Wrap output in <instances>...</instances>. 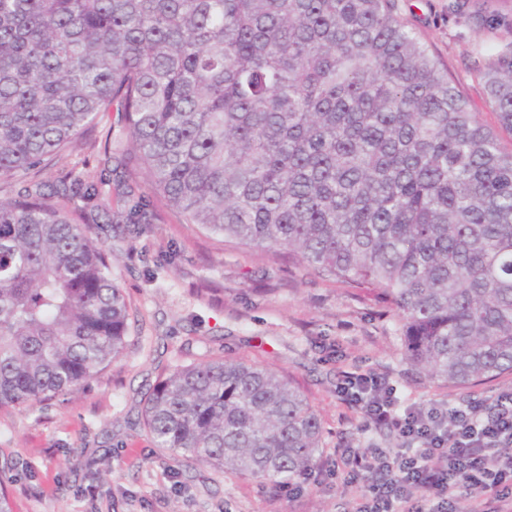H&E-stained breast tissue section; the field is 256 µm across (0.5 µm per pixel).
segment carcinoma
Returning <instances> with one entry per match:
<instances>
[{
  "instance_id": "obj_1",
  "label": "carcinoma",
  "mask_w": 512,
  "mask_h": 512,
  "mask_svg": "<svg viewBox=\"0 0 512 512\" xmlns=\"http://www.w3.org/2000/svg\"><path fill=\"white\" fill-rule=\"evenodd\" d=\"M472 67L512 134V10H486ZM128 148L66 166L100 114ZM207 233L286 248L394 306L404 359L469 387L512 374V153L395 0H0V408L70 391L125 348L128 305L98 240L151 204ZM144 425L160 448L279 482L322 422L289 379L241 360L177 368ZM103 159L104 157L102 154H99L97 147L92 149L89 146H85L70 157V162L71 165L78 163L76 166L77 171L82 173L84 179L96 180L103 169ZM83 160L85 161L83 162Z\"/></svg>"
}]
</instances>
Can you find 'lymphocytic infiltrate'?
I'll return each mask as SVG.
<instances>
[{
  "mask_svg": "<svg viewBox=\"0 0 512 512\" xmlns=\"http://www.w3.org/2000/svg\"><path fill=\"white\" fill-rule=\"evenodd\" d=\"M347 387L369 393L373 421L400 430L414 451L356 450L342 460L351 476L371 468L370 504L354 512H512V391L495 406L399 415L391 392L370 376L351 373Z\"/></svg>",
  "mask_w": 512,
  "mask_h": 512,
  "instance_id": "obj_1",
  "label": "lymphocytic infiltrate"
}]
</instances>
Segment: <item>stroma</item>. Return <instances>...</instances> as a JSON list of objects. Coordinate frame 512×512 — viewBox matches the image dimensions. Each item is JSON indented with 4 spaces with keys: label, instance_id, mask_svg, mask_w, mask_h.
I'll return each mask as SVG.
<instances>
[{
    "label": "stroma",
    "instance_id": "stroma-1",
    "mask_svg": "<svg viewBox=\"0 0 512 512\" xmlns=\"http://www.w3.org/2000/svg\"><path fill=\"white\" fill-rule=\"evenodd\" d=\"M453 0H396L478 119L497 130L468 73L490 34L452 11ZM134 233L108 240L129 303L123 355L64 397L0 408V477L12 512H351L367 492L336 465L340 448L395 451L405 442L369 419L340 387L370 373L399 411L495 405L512 376L461 388L415 372L398 318L365 290L316 273L287 250L239 247L200 232L165 206ZM235 358L289 377L319 415L322 446L308 475L275 485L155 447L142 412L175 367Z\"/></svg>",
    "mask_w": 512,
    "mask_h": 512
}]
</instances>
